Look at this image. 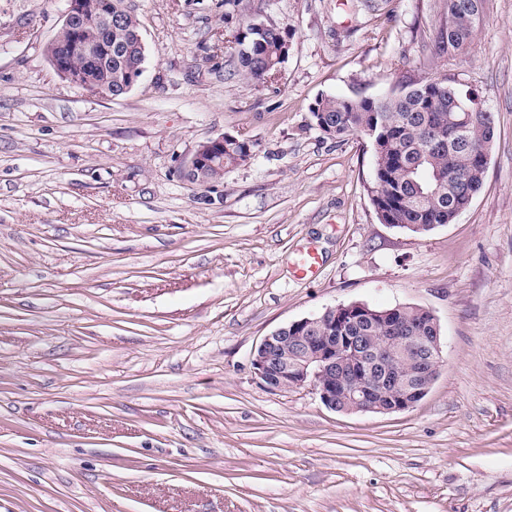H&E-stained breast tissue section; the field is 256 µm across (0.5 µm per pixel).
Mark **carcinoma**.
<instances>
[{
  "instance_id": "cac0c4a2",
  "label": "carcinoma",
  "mask_w": 512,
  "mask_h": 512,
  "mask_svg": "<svg viewBox=\"0 0 512 512\" xmlns=\"http://www.w3.org/2000/svg\"><path fill=\"white\" fill-rule=\"evenodd\" d=\"M484 0H447V14L436 37L438 51L457 55L472 45ZM140 26L127 14L123 29L112 33V55L96 66L95 78L120 89L126 69L140 64ZM289 34L265 21H249L226 40L224 49L245 75L257 81L272 76L284 62ZM313 124L331 138L352 134L374 146L372 204L384 223L410 232H428L451 223L481 189L488 161L475 146H492L493 113L472 91L452 80L414 83L408 94L378 99L325 97L311 109ZM252 145L224 138V167L247 162Z\"/></svg>"
}]
</instances>
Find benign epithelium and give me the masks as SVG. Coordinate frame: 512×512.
<instances>
[{
    "mask_svg": "<svg viewBox=\"0 0 512 512\" xmlns=\"http://www.w3.org/2000/svg\"><path fill=\"white\" fill-rule=\"evenodd\" d=\"M60 30L70 34L74 54L83 66L55 59L57 74L100 96L112 87L90 78L95 64L112 54L110 33L122 23L113 0H66ZM224 162V136L198 144L189 178L205 181L208 171ZM380 329L364 336L355 327ZM251 363L272 391L311 385L321 401L342 413H393L414 407L428 393L444 363L440 327L420 307L408 312L398 305L377 311L363 303L339 304L317 316L302 318L272 331L253 351Z\"/></svg>",
    "mask_w": 512,
    "mask_h": 512,
    "instance_id": "7a95c632",
    "label": "benign epithelium"
}]
</instances>
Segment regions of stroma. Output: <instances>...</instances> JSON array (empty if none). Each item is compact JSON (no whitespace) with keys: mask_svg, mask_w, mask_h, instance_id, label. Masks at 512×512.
I'll return each mask as SVG.
<instances>
[{"mask_svg":"<svg viewBox=\"0 0 512 512\" xmlns=\"http://www.w3.org/2000/svg\"><path fill=\"white\" fill-rule=\"evenodd\" d=\"M126 5L146 60L113 99L45 56L66 0H0V512H512V0L453 57L443 0ZM251 19L291 34L275 79L224 53ZM442 75L493 146L471 205L418 236L379 220L370 143L310 110ZM223 134L250 160L190 180ZM354 302L436 317L423 400L344 414L260 382L265 336Z\"/></svg>","mask_w":512,"mask_h":512,"instance_id":"1","label":"stroma"}]
</instances>
